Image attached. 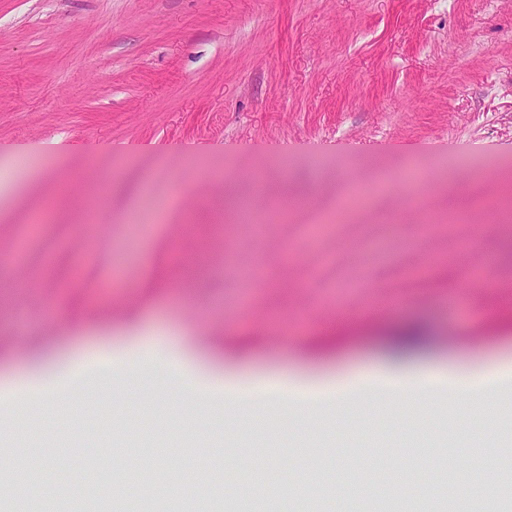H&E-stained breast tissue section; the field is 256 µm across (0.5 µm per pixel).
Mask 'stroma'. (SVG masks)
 <instances>
[{"label": "stroma", "instance_id": "obj_1", "mask_svg": "<svg viewBox=\"0 0 512 512\" xmlns=\"http://www.w3.org/2000/svg\"><path fill=\"white\" fill-rule=\"evenodd\" d=\"M55 139L67 157L40 152ZM80 172L109 184L99 225H29L46 184ZM410 172L428 182L407 209ZM452 182L473 190L460 224ZM375 183L386 191L367 196L363 223L304 224L306 208L336 211ZM225 188L271 220L226 224L199 249L173 207ZM488 209L497 221L480 224ZM510 211L512 0H0V254L16 255L0 271V386L112 354L0 410V477L54 474L0 512H72L59 489L85 490L90 449L114 512L149 466L192 483L200 459L257 474L267 496L251 512H380L333 493L367 461L392 481L404 459L425 464V487L450 455L470 479L512 480V412L468 413L464 434L457 387L408 411L395 385L512 358ZM463 248L491 287L447 269ZM181 257L194 283L156 282ZM82 299L120 313L75 323ZM407 324L430 341L401 354L390 338ZM156 341L221 386L138 369ZM358 372L341 404L243 391L226 422L225 381ZM287 476L300 491L285 499ZM313 485L322 502L304 495Z\"/></svg>", "mask_w": 512, "mask_h": 512}]
</instances>
